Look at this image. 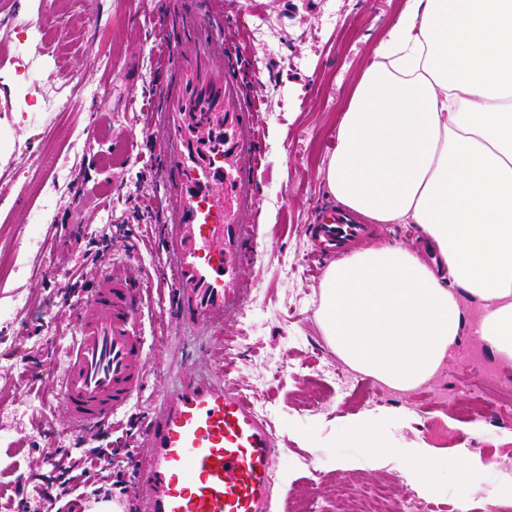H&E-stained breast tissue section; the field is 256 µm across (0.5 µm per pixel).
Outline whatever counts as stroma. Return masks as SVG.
Returning a JSON list of instances; mask_svg holds the SVG:
<instances>
[{
	"label": "stroma",
	"mask_w": 512,
	"mask_h": 512,
	"mask_svg": "<svg viewBox=\"0 0 512 512\" xmlns=\"http://www.w3.org/2000/svg\"><path fill=\"white\" fill-rule=\"evenodd\" d=\"M400 0H0V254L16 271L0 280V512L35 506L56 491L49 457L74 448L58 397L69 344L76 278L97 285L72 247L76 235L112 238L111 258L130 267L142 292L151 382L132 416L112 428V498L138 512L137 474L144 425L160 388L190 367L214 369L227 347L232 390L256 401L280 437L274 512H347L366 491L390 512H412L420 495L406 476V453L426 443L448 458L468 453L477 466L435 474L421 495L435 512H512V366L494 365L463 337L431 381L399 393L359 376L364 399L324 376L338 358L315 320L321 274L311 226L330 206L324 182L336 147V117ZM187 53L190 13L207 16L232 63L256 146L245 216L250 284L240 310L199 338L167 321L164 283L171 259L160 233L166 175L159 159L166 121L156 84L154 28ZM144 96L131 98L132 87ZM77 219L63 221L65 211ZM378 420L384 463L344 438L357 415Z\"/></svg>",
	"instance_id": "obj_1"
}]
</instances>
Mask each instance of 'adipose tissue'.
<instances>
[{"label": "adipose tissue", "mask_w": 512, "mask_h": 512, "mask_svg": "<svg viewBox=\"0 0 512 512\" xmlns=\"http://www.w3.org/2000/svg\"><path fill=\"white\" fill-rule=\"evenodd\" d=\"M325 181L372 224H416L439 269L378 244L330 265L337 357L399 392L464 333L512 365V0H402L337 119Z\"/></svg>", "instance_id": "adipose-tissue-1"}]
</instances>
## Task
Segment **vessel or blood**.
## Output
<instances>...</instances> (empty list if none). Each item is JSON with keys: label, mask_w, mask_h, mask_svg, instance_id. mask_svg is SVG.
I'll use <instances>...</instances> for the list:
<instances>
[{"label": "vessel or blood", "mask_w": 512, "mask_h": 512, "mask_svg": "<svg viewBox=\"0 0 512 512\" xmlns=\"http://www.w3.org/2000/svg\"><path fill=\"white\" fill-rule=\"evenodd\" d=\"M196 55L183 58L168 41L164 62L184 74L178 94L156 87L171 119L167 218L161 226L175 267L174 318L181 328H220L243 294V227L229 223L226 197L241 195L251 157L247 118L233 81L214 59L207 23L194 17ZM329 256L362 239L367 228L346 213L316 224ZM136 284L105 266L85 308L76 312L62 359L59 398L68 424L84 432L111 428L147 384V350ZM276 431L247 395L223 375L187 369L164 390L145 427L146 462L138 488L142 512H269L277 458Z\"/></svg>", "instance_id": "vessel-or-blood-1"}]
</instances>
